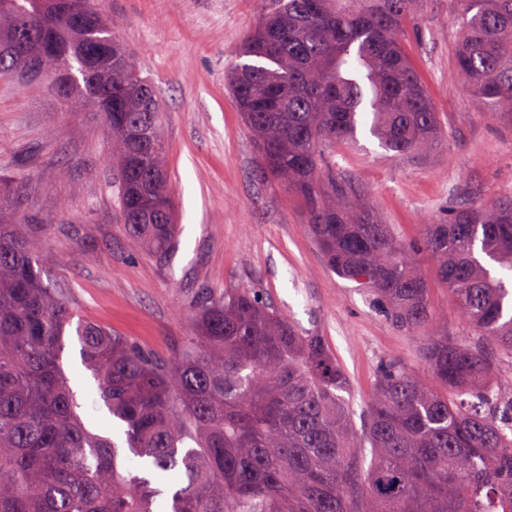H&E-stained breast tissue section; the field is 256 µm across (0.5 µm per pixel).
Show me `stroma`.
Here are the masks:
<instances>
[{
	"label": "stroma",
	"instance_id": "1",
	"mask_svg": "<svg viewBox=\"0 0 512 512\" xmlns=\"http://www.w3.org/2000/svg\"><path fill=\"white\" fill-rule=\"evenodd\" d=\"M116 37L153 87L166 133L167 190L178 246L160 265L128 236L116 202L110 140L99 120L65 112L34 86L0 79V175L27 198L28 233L47 278L68 285L82 319L158 353L191 335L201 296L253 288L303 330L324 336L350 379L355 411L381 363L430 374L411 336L365 291L332 274L300 203L264 179L224 83L234 52L267 0H101ZM452 0H420L407 50L447 131L439 149L398 159L368 132L336 149L335 174L356 182L404 241H418L449 197L475 202L512 192V126L474 111L453 77ZM63 367L95 430L121 437L69 341Z\"/></svg>",
	"mask_w": 512,
	"mask_h": 512
}]
</instances>
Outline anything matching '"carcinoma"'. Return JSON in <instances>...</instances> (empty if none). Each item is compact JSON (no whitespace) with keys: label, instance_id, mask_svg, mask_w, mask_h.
Segmentation results:
<instances>
[{"label":"carcinoma","instance_id":"1","mask_svg":"<svg viewBox=\"0 0 512 512\" xmlns=\"http://www.w3.org/2000/svg\"><path fill=\"white\" fill-rule=\"evenodd\" d=\"M0 0V77L22 76L11 35L53 39L37 82L112 134L127 233L167 264L177 247L158 100L95 9L80 29L63 4ZM417 0H273L238 49L228 88L260 170L299 197L329 269L421 341L433 383L382 365L361 425L344 367L253 288L195 307L167 355L86 320L46 281L0 182V512H512V195L460 199L405 244L326 152L365 128L397 158L445 137L404 50ZM455 78L474 108L512 125V0H456ZM67 76V94L54 90ZM425 252L468 336L434 334ZM123 444L88 427L62 368L70 328ZM153 467L154 479L127 462Z\"/></svg>","mask_w":512,"mask_h":512}]
</instances>
